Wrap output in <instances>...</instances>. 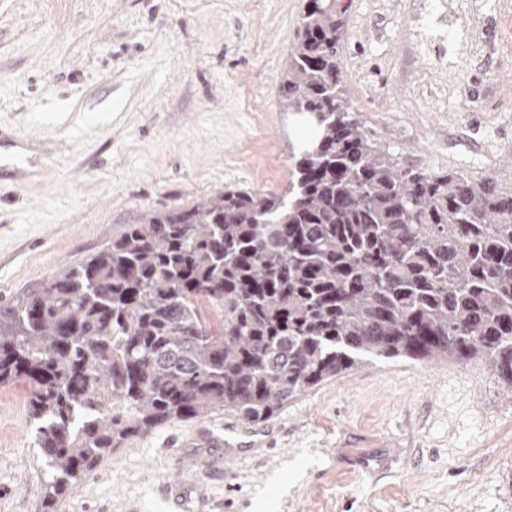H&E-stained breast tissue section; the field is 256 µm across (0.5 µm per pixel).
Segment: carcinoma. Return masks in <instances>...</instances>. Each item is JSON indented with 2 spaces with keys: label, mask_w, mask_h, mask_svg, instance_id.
<instances>
[{
  "label": "carcinoma",
  "mask_w": 512,
  "mask_h": 512,
  "mask_svg": "<svg viewBox=\"0 0 512 512\" xmlns=\"http://www.w3.org/2000/svg\"><path fill=\"white\" fill-rule=\"evenodd\" d=\"M339 2L309 0L288 45L279 100L312 133L286 192L151 213L0 304V386H29L46 512L133 437L259 420L370 358L484 360L512 396V188L374 139L346 94Z\"/></svg>",
  "instance_id": "obj_1"
}]
</instances>
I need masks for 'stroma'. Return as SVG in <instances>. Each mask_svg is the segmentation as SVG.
<instances>
[{
	"mask_svg": "<svg viewBox=\"0 0 512 512\" xmlns=\"http://www.w3.org/2000/svg\"><path fill=\"white\" fill-rule=\"evenodd\" d=\"M419 0H342L363 126L404 162L512 184V0H471L480 45L422 52ZM306 0H0V124L54 155L0 188V303L106 248L149 212L230 187L285 192L298 135L277 85ZM28 388L0 387V512H40L51 476ZM270 448L198 484L175 420L128 441L59 512H512V398L483 361L378 358L266 418Z\"/></svg>",
	"mask_w": 512,
	"mask_h": 512,
	"instance_id": "35a3bbf8",
	"label": "stroma"
}]
</instances>
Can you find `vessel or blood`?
<instances>
[{
	"label": "vessel or blood",
	"instance_id": "vessel-or-blood-1",
	"mask_svg": "<svg viewBox=\"0 0 512 512\" xmlns=\"http://www.w3.org/2000/svg\"><path fill=\"white\" fill-rule=\"evenodd\" d=\"M51 156L35 141L0 129V180L11 179L28 186L41 181L49 171ZM201 447H223L224 459L235 462L242 448L255 451L264 446L263 432L243 425L225 424L223 435L208 430L197 433Z\"/></svg>",
	"mask_w": 512,
	"mask_h": 512
}]
</instances>
